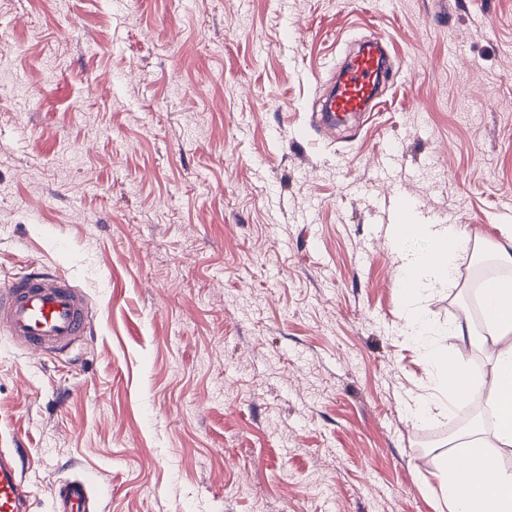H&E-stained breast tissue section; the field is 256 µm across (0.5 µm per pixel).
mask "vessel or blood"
<instances>
[{
  "label": "vessel or blood",
  "mask_w": 512,
  "mask_h": 512,
  "mask_svg": "<svg viewBox=\"0 0 512 512\" xmlns=\"http://www.w3.org/2000/svg\"><path fill=\"white\" fill-rule=\"evenodd\" d=\"M389 41L383 34L351 51L337 74L312 126L324 132L374 111L388 72ZM0 329L30 354L55 357L86 341L91 310L82 292L61 276L32 272L0 286ZM94 493L87 478L62 482L54 512H89ZM32 491L25 481L19 449L0 450V512H29Z\"/></svg>",
  "instance_id": "vessel-or-blood-1"
}]
</instances>
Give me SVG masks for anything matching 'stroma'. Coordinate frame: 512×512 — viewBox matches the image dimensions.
Instances as JSON below:
<instances>
[{
    "instance_id": "1",
    "label": "stroma",
    "mask_w": 512,
    "mask_h": 512,
    "mask_svg": "<svg viewBox=\"0 0 512 512\" xmlns=\"http://www.w3.org/2000/svg\"><path fill=\"white\" fill-rule=\"evenodd\" d=\"M0 0V284L66 276L93 334L37 358L0 331V448L34 512H449L472 398L412 416L434 370L404 332L408 221L471 236L423 306L484 380L466 297L512 229V0ZM400 65L356 139L314 104L350 47ZM95 489L89 478H75L62 482L54 497V512H89L87 504Z\"/></svg>"
}]
</instances>
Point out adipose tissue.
<instances>
[{
  "label": "adipose tissue",
  "instance_id": "1",
  "mask_svg": "<svg viewBox=\"0 0 512 512\" xmlns=\"http://www.w3.org/2000/svg\"><path fill=\"white\" fill-rule=\"evenodd\" d=\"M413 233L422 236L427 246L415 260L403 265L401 283L407 307L406 333L421 338L430 335L431 327L417 302L424 292L447 289L453 282L458 256L468 248L470 237L458 224H420L412 232L394 224L389 227L396 246ZM482 293L484 320L497 343L487 402L497 415L498 440L512 446V278L490 279ZM426 358L435 370L434 392L421 400L422 410L434 404L451 408L460 397L470 394L469 378L460 370L461 355L431 348ZM443 488L450 512H512V473L496 475L492 484L477 493L464 474L449 467Z\"/></svg>",
  "mask_w": 512,
  "mask_h": 512
}]
</instances>
